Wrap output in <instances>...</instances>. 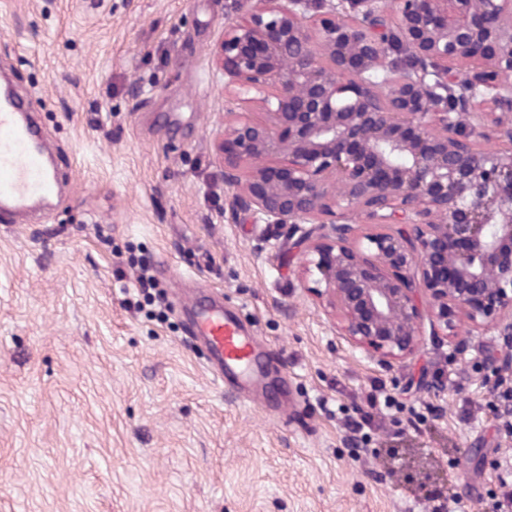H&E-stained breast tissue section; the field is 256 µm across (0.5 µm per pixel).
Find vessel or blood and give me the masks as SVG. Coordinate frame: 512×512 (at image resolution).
I'll list each match as a JSON object with an SVG mask.
<instances>
[{"label": "vessel or blood", "mask_w": 512, "mask_h": 512, "mask_svg": "<svg viewBox=\"0 0 512 512\" xmlns=\"http://www.w3.org/2000/svg\"><path fill=\"white\" fill-rule=\"evenodd\" d=\"M59 167L49 161L36 142L23 102L12 95L0 97V220L30 210L33 202L56 193ZM188 335L204 339L216 376L246 377L257 354L254 339L239 320L226 317L221 307L188 303Z\"/></svg>", "instance_id": "b4317fda"}]
</instances>
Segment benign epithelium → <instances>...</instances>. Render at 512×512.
I'll use <instances>...</instances> for the list:
<instances>
[{
  "mask_svg": "<svg viewBox=\"0 0 512 512\" xmlns=\"http://www.w3.org/2000/svg\"><path fill=\"white\" fill-rule=\"evenodd\" d=\"M243 1L214 57L266 120L239 116L213 137L237 189L230 218L315 225L293 243L304 289L382 369L416 356L426 319L450 345L460 322L511 343L512 0ZM316 15L326 64L304 24ZM397 38L410 68L391 62ZM491 136L507 146H475ZM273 155L284 163H263ZM354 208L393 229L353 237Z\"/></svg>",
  "mask_w": 512,
  "mask_h": 512,
  "instance_id": "7a95c632",
  "label": "benign epithelium"
}]
</instances>
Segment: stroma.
<instances>
[{"label": "stroma", "instance_id": "stroma-1", "mask_svg": "<svg viewBox=\"0 0 512 512\" xmlns=\"http://www.w3.org/2000/svg\"><path fill=\"white\" fill-rule=\"evenodd\" d=\"M236 17L234 0H0V74L63 174L52 209L0 223V512H433L438 495L489 512L512 439L479 363L502 338L427 335L382 369L304 291L287 231L225 220L213 49ZM180 279L244 318L263 400L186 341ZM374 382L399 406L357 450L340 421Z\"/></svg>", "mask_w": 512, "mask_h": 512}]
</instances>
